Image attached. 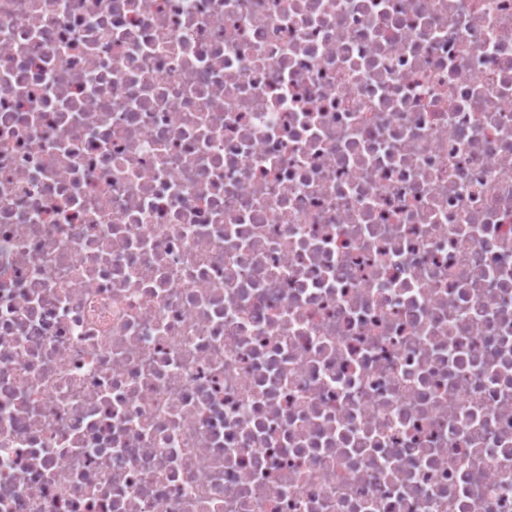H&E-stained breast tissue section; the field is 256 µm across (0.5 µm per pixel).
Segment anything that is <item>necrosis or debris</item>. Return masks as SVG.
<instances>
[{
    "mask_svg": "<svg viewBox=\"0 0 512 512\" xmlns=\"http://www.w3.org/2000/svg\"><path fill=\"white\" fill-rule=\"evenodd\" d=\"M0 512H512V0H0Z\"/></svg>",
    "mask_w": 512,
    "mask_h": 512,
    "instance_id": "1",
    "label": "necrosis or debris"
}]
</instances>
